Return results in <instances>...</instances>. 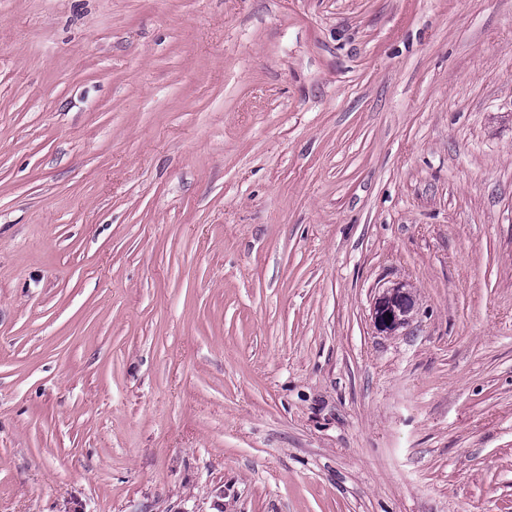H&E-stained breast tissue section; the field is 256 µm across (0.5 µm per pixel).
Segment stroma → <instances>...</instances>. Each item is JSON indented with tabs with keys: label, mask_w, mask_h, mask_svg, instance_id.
Returning a JSON list of instances; mask_svg holds the SVG:
<instances>
[{
	"label": "stroma",
	"mask_w": 512,
	"mask_h": 512,
	"mask_svg": "<svg viewBox=\"0 0 512 512\" xmlns=\"http://www.w3.org/2000/svg\"><path fill=\"white\" fill-rule=\"evenodd\" d=\"M0 512H512V0H0ZM413 308V298L404 285L398 284L387 288L374 300L372 306L374 326L382 333H396L409 324ZM388 314H391V318H388Z\"/></svg>",
	"instance_id": "35a3bbf8"
}]
</instances>
